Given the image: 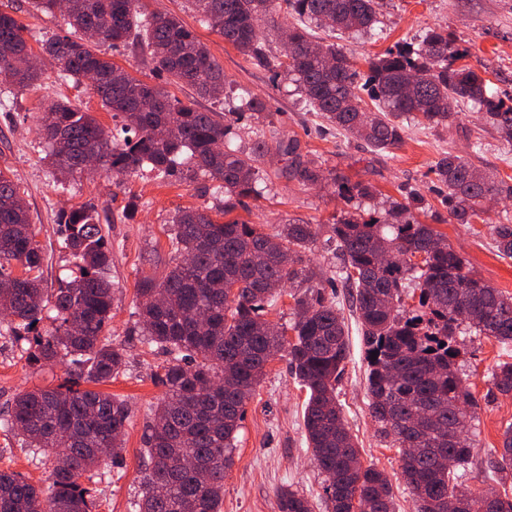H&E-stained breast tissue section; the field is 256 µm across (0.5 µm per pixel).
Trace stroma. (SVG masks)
Listing matches in <instances>:
<instances>
[{
    "mask_svg": "<svg viewBox=\"0 0 512 512\" xmlns=\"http://www.w3.org/2000/svg\"><path fill=\"white\" fill-rule=\"evenodd\" d=\"M379 36L349 34L337 44L359 70L366 61L386 49L403 43H418L427 29L442 26L452 32L460 47L466 48L467 63L502 97H512V0H380ZM154 9L178 15L206 45L224 71L223 102L202 97L194 88L169 82L166 75L131 49L106 48L113 62L134 76L157 84L182 104L203 112L229 114L241 136V148L251 144L252 120L233 114L234 95L246 89L266 100L273 123L266 129L269 141L298 140L303 162L320 171L314 184L286 178L284 162L276 153L267 154L260 167L268 187L262 197L244 199L236 217L274 232L286 223L311 222L319 225L321 240L305 253V260L322 278L325 294L341 310L349 330V355L344 374L336 386L351 432L358 440L364 465L384 470L390 479L398 512H416L400 477L398 454L380 438L369 412L366 389L364 344L351 290L336 275L340 261L328 250L324 239L330 234V220L356 207L370 213L380 209V200L346 201L343 184L358 182L374 186L382 197L402 198L406 194L424 197L430 206L424 223L443 234L448 245L461 255L467 270L488 285L512 296V259L502 258L494 249L491 229L485 224H450L441 204L444 187L433 172L435 162L448 151L456 152L475 168L512 178V144L484 123L473 104H457V121L445 128L428 129L409 124L402 143L387 151L370 148L356 135L336 128L319 113L310 111L293 93L291 84L272 72L247 64L243 56L223 38L201 25L186 0H153ZM90 112L106 128H115L110 112L86 88H73L56 69L45 67L36 89L20 95L13 107L0 110V168L14 172L21 195L40 229L44 248V285L57 287L73 266L62 249L56 215L87 202L104 217L102 233L112 246L109 271L115 286L110 324L111 338L124 348L127 366L123 374L103 386L105 392L124 400L132 411L126 428L120 461L101 466L95 478L96 512H133L141 492L139 477L144 458L143 433L163 396L154 381L166 359L159 349L142 344L134 335L136 288L143 276L161 277L172 263L170 221L183 208L206 209L223 202L214 184L199 177L186 184L144 170L126 175L95 173L80 179L57 181L45 156L47 145L36 130L35 114L40 106L61 98ZM137 200L138 212L126 220L130 200ZM463 380L476 399L472 410L473 455L461 481L479 491L493 487L487 467L491 449L499 447L504 429L512 424V397L494 392L491 371L499 362H512V351L495 340L473 333L459 337ZM27 341L0 329V468L21 473L31 483L43 484L51 463L34 449L25 447L21 436L5 427L3 420L14 397L36 387H55L65 382L69 363L30 365ZM305 390L292 374L288 361H271L261 383L245 406L237 436L235 463L224 478L221 512H278L277 492L290 488L304 494L313 512H325L321 505L324 477L316 468L305 443L302 426Z\"/></svg>",
    "mask_w": 512,
    "mask_h": 512,
    "instance_id": "1",
    "label": "stroma"
}]
</instances>
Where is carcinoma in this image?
<instances>
[{"label": "carcinoma", "instance_id": "1", "mask_svg": "<svg viewBox=\"0 0 512 512\" xmlns=\"http://www.w3.org/2000/svg\"><path fill=\"white\" fill-rule=\"evenodd\" d=\"M29 0L41 13L60 14L68 34L38 41L40 54L60 77L95 93L123 138L71 101L37 113L38 134L50 165L64 178L81 177L93 158L101 169L132 173L146 167L193 183L202 174L224 191L220 222L205 209L180 210L171 219L174 265L161 279L139 282L138 335L168 355L155 382L165 388L144 433L145 461L136 512H220L224 477L234 465L236 434L247 401L270 356L284 351L308 399L306 440L326 476L327 512H396L387 474L363 465L354 435L336 397L348 356L344 318L326 298L304 253L319 234L317 224H283L274 233L230 217L244 197L259 193L258 162L271 149L288 158V176L314 183L320 173L304 165L298 142L270 147L264 127L272 124L263 98L243 91L235 110L256 120L249 150L231 146V125L221 112L186 106L164 88L133 76L101 52L124 45L153 70L187 84L213 100L224 98V71L195 33L174 14L148 9L145 0ZM200 24L224 37L250 65L292 82L307 106L377 150L401 144L403 121L427 128L456 119L455 104L472 102L482 119L512 143V97L504 100L473 68L454 62L467 56L445 28H431L416 47L398 46L367 60L358 84L354 61L336 44L315 36L311 24L338 32L371 34L379 23V0H188ZM285 14L296 19L284 53L272 49L278 28L266 25ZM16 11L0 9V84L23 94L35 88L41 68L19 69L13 60L33 52ZM368 91L375 110L362 106ZM447 189L442 199L450 224H490L500 255L512 258V219L486 216L492 195L511 196L512 185L483 173L450 151L434 165ZM347 199L372 200L369 185L342 186ZM382 219L348 212L335 220L328 241L341 257L338 273L359 312L368 359L371 416L393 438L399 469L416 512H512L508 490L492 500L459 482L456 468L468 463L470 409L476 404L463 384L456 336L467 329L512 347V297L465 270L462 257L414 211L428 208L409 195L382 203ZM63 247L78 274L43 286L44 252L9 168H0V322L11 318L14 335L30 344L33 365L70 358L68 380L56 387L18 394L6 420L28 448L53 458L46 485L17 472L0 471V512H93L94 470L122 456L127 404L100 390L83 388L112 381L125 370L123 349L111 341L114 284L112 263L92 203L62 209L57 216ZM387 256L386 262L380 257ZM20 272H15V269ZM419 288L418 307L400 309L406 281ZM292 289L284 291L285 284ZM294 301V321L267 330L266 315L283 295ZM52 327L40 330L43 319ZM294 333L288 339V332ZM376 359H371V355ZM493 388L512 395V362L491 372ZM454 431L462 442H448ZM452 461L440 468L436 458ZM501 483L512 479V425L489 462ZM279 512H312L307 497L278 493Z\"/></svg>", "mask_w": 512, "mask_h": 512}]
</instances>
